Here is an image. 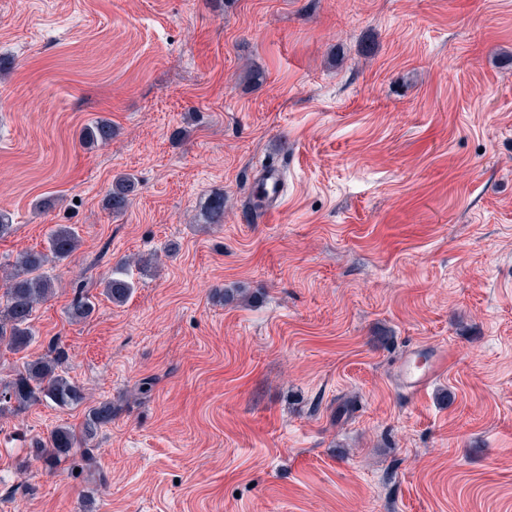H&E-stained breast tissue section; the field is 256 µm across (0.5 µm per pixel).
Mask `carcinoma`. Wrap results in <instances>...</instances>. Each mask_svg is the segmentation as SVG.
Returning <instances> with one entry per match:
<instances>
[{"label": "carcinoma", "mask_w": 512, "mask_h": 512, "mask_svg": "<svg viewBox=\"0 0 512 512\" xmlns=\"http://www.w3.org/2000/svg\"><path fill=\"white\" fill-rule=\"evenodd\" d=\"M82 140L106 144L112 141V122L105 118L95 120L82 130ZM135 179L120 175L112 182L107 195V206L115 214L125 212L130 196L135 192ZM210 223L220 224L224 219V193L210 198L207 206ZM80 246L77 230L59 225L48 236L47 247L21 253L13 263L14 272L8 277L5 303L0 305V343L11 351L27 349L35 340L33 316L38 304L55 294L56 280L47 273L49 265L70 258ZM104 293L114 304L121 306L134 288L129 273L121 266L103 277ZM91 296L79 291L75 294L67 314L72 320H85L95 312ZM65 350L50 343L48 352L26 363L22 370L0 389V416L6 412L25 410L44 402L60 408L77 406L84 401V393L65 372ZM112 402L101 401L90 407L81 427L60 426L46 439L37 442L36 455L50 464L81 453L98 430L112 421Z\"/></svg>", "instance_id": "cac0c4a2"}]
</instances>
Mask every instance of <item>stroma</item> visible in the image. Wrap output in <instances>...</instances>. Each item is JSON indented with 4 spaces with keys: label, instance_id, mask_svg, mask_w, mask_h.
<instances>
[{
    "label": "stroma",
    "instance_id": "obj_1",
    "mask_svg": "<svg viewBox=\"0 0 512 512\" xmlns=\"http://www.w3.org/2000/svg\"><path fill=\"white\" fill-rule=\"evenodd\" d=\"M0 211V303L81 238L0 381L55 338L86 396L0 416V512H512V0H0ZM101 401L93 468L30 454ZM82 141L106 144L112 140V122L105 118L95 120L82 130ZM137 184L135 179L127 176H117L111 190L107 195V206L115 214H122L128 207L130 196L135 192ZM104 293L107 298L118 306L123 305L134 288L129 273L122 266H116L103 277ZM96 303L89 295H84L82 291L75 294L67 314L71 320H85L95 312ZM446 365V358L441 357L433 360L425 366H406L402 372L403 383L412 392L422 391L429 381L438 375Z\"/></svg>",
    "mask_w": 512,
    "mask_h": 512
}]
</instances>
